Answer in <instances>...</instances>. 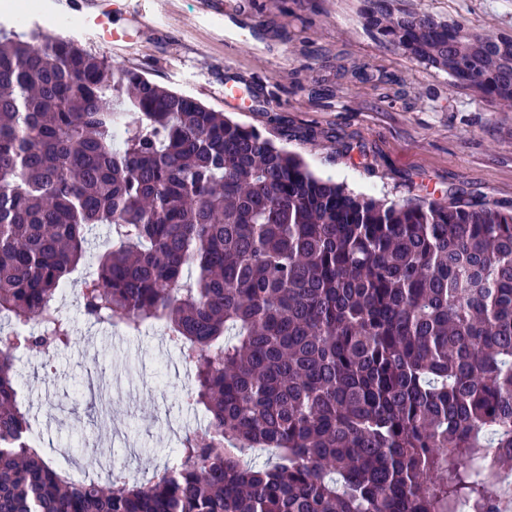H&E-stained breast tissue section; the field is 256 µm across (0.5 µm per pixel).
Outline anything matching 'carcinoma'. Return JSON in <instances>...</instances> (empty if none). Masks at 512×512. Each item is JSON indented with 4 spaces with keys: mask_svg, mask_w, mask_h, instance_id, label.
Returning <instances> with one entry per match:
<instances>
[{
    "mask_svg": "<svg viewBox=\"0 0 512 512\" xmlns=\"http://www.w3.org/2000/svg\"><path fill=\"white\" fill-rule=\"evenodd\" d=\"M408 19L379 5L371 25L512 102V46ZM95 224L112 248L81 312L131 333L162 323L208 418L146 483L71 479L25 441L15 359L72 344L56 301ZM2 316L0 512H501L512 210L354 194L71 39L0 43ZM489 448L494 473L472 476Z\"/></svg>",
    "mask_w": 512,
    "mask_h": 512,
    "instance_id": "cac0c4a2",
    "label": "carcinoma"
}]
</instances>
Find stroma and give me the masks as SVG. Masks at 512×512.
I'll return each mask as SVG.
<instances>
[{
    "label": "stroma",
    "instance_id": "35a3bbf8",
    "mask_svg": "<svg viewBox=\"0 0 512 512\" xmlns=\"http://www.w3.org/2000/svg\"><path fill=\"white\" fill-rule=\"evenodd\" d=\"M394 13L464 23L493 38L512 35V0H390ZM149 26L115 53L58 14L25 24L0 6L11 35L76 38L89 53L140 70L150 81L256 127L323 178L380 200L472 201L512 209V104L455 83L447 72L382 43L366 0H120ZM242 76L263 91L224 103ZM82 281L70 275L60 302L74 329L51 364L21 352L15 362L31 423L53 462L106 480L107 463L149 478L201 419L182 399L191 370L164 342L165 328L113 335L84 318Z\"/></svg>",
    "mask_w": 512,
    "mask_h": 512
}]
</instances>
